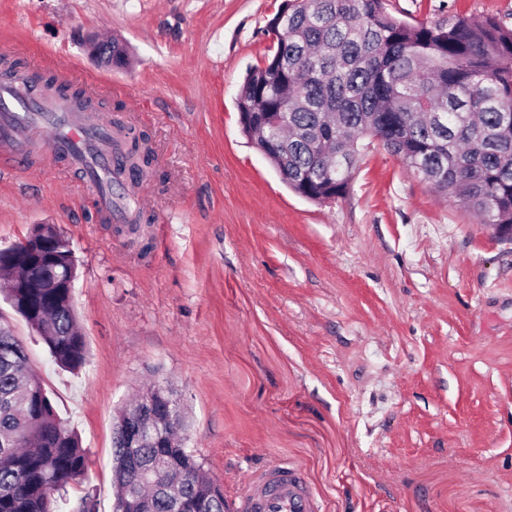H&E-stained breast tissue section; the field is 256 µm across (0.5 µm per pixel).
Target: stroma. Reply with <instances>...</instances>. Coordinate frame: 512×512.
<instances>
[{"label":"stroma","instance_id":"obj_1","mask_svg":"<svg viewBox=\"0 0 512 512\" xmlns=\"http://www.w3.org/2000/svg\"><path fill=\"white\" fill-rule=\"evenodd\" d=\"M282 3L0 0L12 58L73 71L96 116L145 133L153 156L136 186L146 251L96 216L66 160L0 176V247L54 224L77 263L79 372L0 299L87 451L69 501L88 491L112 512L115 412L156 380L176 390L188 445L226 503L282 460L322 512H512V241L375 142L345 196L320 204L288 188L236 107L273 52ZM385 7L412 24L512 26V0ZM94 33L124 40L131 67L98 63Z\"/></svg>","mask_w":512,"mask_h":512}]
</instances>
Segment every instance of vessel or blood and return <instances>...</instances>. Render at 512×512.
Returning a JSON list of instances; mask_svg holds the SVG:
<instances>
[{
	"mask_svg": "<svg viewBox=\"0 0 512 512\" xmlns=\"http://www.w3.org/2000/svg\"><path fill=\"white\" fill-rule=\"evenodd\" d=\"M53 130L51 139L43 127ZM114 136L108 124L90 123L69 100L45 94L28 72L0 86V168L16 170L54 157L67 160L83 181L108 176ZM235 512H319L314 490L296 468L272 462L252 475L234 500Z\"/></svg>",
	"mask_w": 512,
	"mask_h": 512,
	"instance_id": "b4317fda",
	"label": "vessel or blood"
}]
</instances>
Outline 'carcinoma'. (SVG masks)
<instances>
[{
  "label": "carcinoma",
  "mask_w": 512,
  "mask_h": 512,
  "mask_svg": "<svg viewBox=\"0 0 512 512\" xmlns=\"http://www.w3.org/2000/svg\"><path fill=\"white\" fill-rule=\"evenodd\" d=\"M274 52L251 70L237 108L252 137L257 112L270 113L268 146L288 169V186L322 203L350 188L362 141L380 143L438 194L498 233H512V27L492 17L452 15L410 24L384 0H286L269 21ZM112 66L129 64L117 38L99 42ZM30 248L0 257L5 299L38 334L55 363L88 362L72 289L10 285L23 266L50 257L75 278L74 252L54 224H36ZM174 447L114 444L113 512H224V494L202 473L180 432ZM88 470L78 434L58 418L22 343L0 321V512H60L68 488Z\"/></svg>",
  "instance_id": "carcinoma-1"
}]
</instances>
